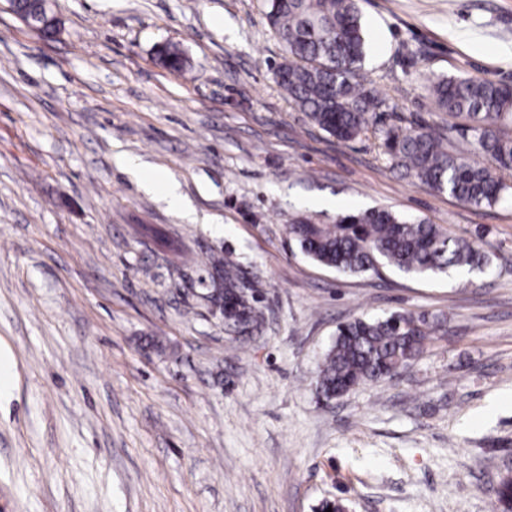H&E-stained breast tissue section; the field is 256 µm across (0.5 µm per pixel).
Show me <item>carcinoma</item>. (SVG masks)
<instances>
[{"label": "carcinoma", "mask_w": 512, "mask_h": 512, "mask_svg": "<svg viewBox=\"0 0 512 512\" xmlns=\"http://www.w3.org/2000/svg\"><path fill=\"white\" fill-rule=\"evenodd\" d=\"M269 25L284 55L274 68L283 93L308 119L330 135L351 141L386 107L379 92L359 77L365 35L358 0H269ZM161 63L181 71L185 58L175 47L158 52ZM432 105L464 120L458 146L446 133L422 125L376 128L380 146L405 175L437 192H448L475 207L512 197L502 173L512 171V86L466 76L430 78ZM288 236L312 261L344 275L380 273L389 267L418 277L480 270L489 263L481 244L452 236L440 225L384 209L345 214L334 224L303 218L288 225ZM213 270L224 281L215 305L224 324L246 339L261 332L264 320L244 297L247 284L231 265ZM443 322L424 314L392 312L383 318H357L337 327L316 376L326 402L359 384L393 378L418 360ZM497 498L512 512V477H504Z\"/></svg>", "instance_id": "cac0c4a2"}]
</instances>
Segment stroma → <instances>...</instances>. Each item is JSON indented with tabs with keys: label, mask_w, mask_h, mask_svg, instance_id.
Instances as JSON below:
<instances>
[{
	"label": "stroma",
	"mask_w": 512,
	"mask_h": 512,
	"mask_svg": "<svg viewBox=\"0 0 512 512\" xmlns=\"http://www.w3.org/2000/svg\"><path fill=\"white\" fill-rule=\"evenodd\" d=\"M380 122L445 126L426 78L512 84V0H359ZM47 41L0 0V512H500L512 475V202L401 176L274 82L267 0H52ZM177 45L186 70L165 68ZM177 182L190 216L119 161ZM386 207L482 244L481 272L344 277L288 226ZM265 317L244 341L213 259ZM447 320L396 378L320 401L337 327Z\"/></svg>",
	"instance_id": "stroma-1"
}]
</instances>
